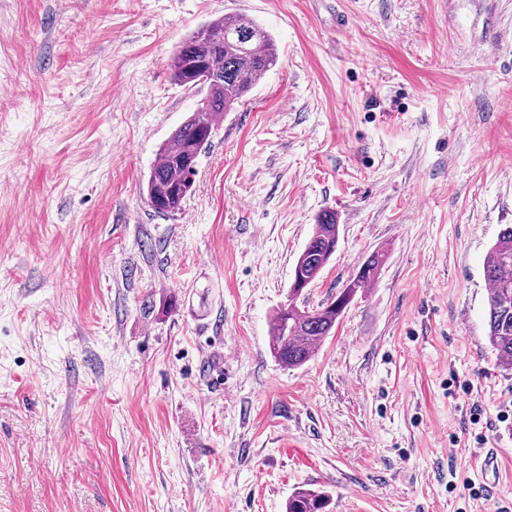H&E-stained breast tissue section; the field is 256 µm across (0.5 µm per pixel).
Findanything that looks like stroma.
Wrapping results in <instances>:
<instances>
[{
    "instance_id": "obj_1",
    "label": "stroma",
    "mask_w": 512,
    "mask_h": 512,
    "mask_svg": "<svg viewBox=\"0 0 512 512\" xmlns=\"http://www.w3.org/2000/svg\"><path fill=\"white\" fill-rule=\"evenodd\" d=\"M226 14L278 62L157 214L198 98L171 58ZM327 210L310 305L386 258L288 368L270 319ZM508 225L512 0H0V512L512 508L484 279ZM338 228L335 213L324 211L318 217L313 234L299 255L293 269V272L298 271L299 277L308 283V286L317 279L335 254L339 240ZM331 499L320 490L299 488L288 497L286 512H328Z\"/></svg>"
}]
</instances>
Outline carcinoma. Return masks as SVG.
Returning <instances> with one entry per match:
<instances>
[{
    "label": "carcinoma",
    "mask_w": 512,
    "mask_h": 512,
    "mask_svg": "<svg viewBox=\"0 0 512 512\" xmlns=\"http://www.w3.org/2000/svg\"><path fill=\"white\" fill-rule=\"evenodd\" d=\"M269 33L245 15L211 20L185 38L175 52L170 69L175 84L203 89L205 111H192L161 145L146 181V201L158 214L180 209L192 191L199 158L212 142L224 118L254 89L276 64ZM214 74L218 82L201 86L202 76ZM339 225L336 215L325 211L294 269L306 283H313L336 252ZM385 260L382 250L372 252L356 276L331 301L317 307L288 297L271 318L270 347L286 367H298L315 354L331 334L337 320L355 297L376 278ZM489 286L487 342L499 364L512 367V226L503 228L489 249L484 266ZM331 499L320 490L299 488L288 497L286 512H329Z\"/></svg>",
    "instance_id": "cac0c4a2"
}]
</instances>
